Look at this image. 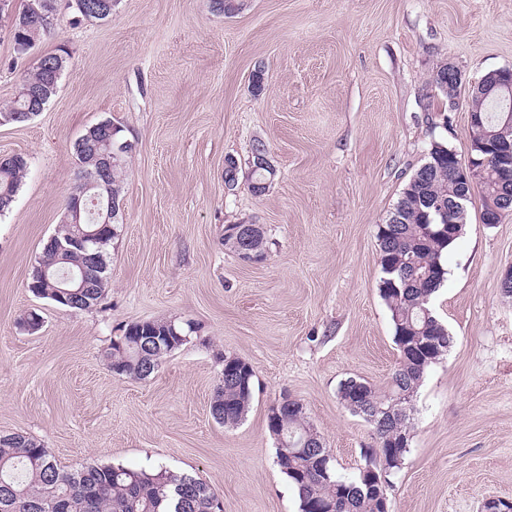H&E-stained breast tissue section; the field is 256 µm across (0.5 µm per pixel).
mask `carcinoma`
<instances>
[{
  "label": "carcinoma",
  "instance_id": "obj_1",
  "mask_svg": "<svg viewBox=\"0 0 512 512\" xmlns=\"http://www.w3.org/2000/svg\"><path fill=\"white\" fill-rule=\"evenodd\" d=\"M37 0H27L19 12L12 31L13 52L24 56L23 48L38 41L50 27L44 14L49 9L35 11ZM100 8L97 0H84V10L74 11L80 20L108 19L95 15ZM60 53L44 55L36 69L25 77L23 86L46 88L58 83L57 73ZM484 118L486 130L499 137L512 139V97L499 99L486 97L473 102ZM30 98L24 90L19 93L8 111L17 114L16 123L29 120ZM122 129L112 122L102 127L87 129L75 142L74 153L79 161L80 173L95 170L96 161L107 149L108 141L120 140ZM452 149L442 141H435L425 159L433 163L439 159L444 164L419 174L418 180L408 181L399 200L384 224L378 225L377 239L382 277L379 291L385 301L393 325L398 359L391 377L390 392L379 394L363 379H358L361 400L369 408L378 410L388 422L375 429L379 458L390 468H398V459L404 458L407 448L393 453L391 435L410 433V411L413 407L400 404L401 395L420 386L427 369L436 363L452 343L446 325L437 317L432 298L443 286L447 269L443 255L455 242L442 231L443 225L437 209L418 204L420 198L437 202L443 207L458 200L461 188L448 180V154ZM131 155H124L108 174L109 193L121 198L122 184L126 178ZM28 172V161L23 155L19 162L0 163V209L9 210ZM501 183L496 169L489 168L478 187L481 214L491 212L499 205ZM104 218H93L81 213L80 225L62 224L43 248L39 262L49 265L48 276L39 278V266H33L29 283L35 284L36 295L73 310H88L104 296L108 284L106 246L117 236L114 230L118 221L110 222L111 228L100 233L97 258L89 272L86 288H76L70 299L58 298L65 276L86 263L81 252H58L56 242L74 236L78 229L91 231L103 224ZM267 240L263 228L253 229L247 248L263 259ZM185 336L187 331L170 327L167 321H146L135 335L125 338L122 345H110L104 357L109 368L118 375L133 379L149 376L146 369L156 370L171 353L168 345L145 347L150 336H164L171 330ZM243 371L224 377L217 384L210 403V413L226 426L238 424L247 414L254 388L256 372L237 358ZM281 429L284 435L296 437L311 435L306 420L291 418L283 413ZM321 461L308 453L297 459L283 462L281 450H276V465L287 477L299 500L300 512H381L383 491L368 486V471L361 469L357 478L344 480L336 476L331 465L330 449L321 445ZM217 494L205 482L189 475L177 474L163 466L145 468L124 465H82L65 470L57 465L40 443L19 433L0 434V512H212Z\"/></svg>",
  "mask_w": 512,
  "mask_h": 512
}]
</instances>
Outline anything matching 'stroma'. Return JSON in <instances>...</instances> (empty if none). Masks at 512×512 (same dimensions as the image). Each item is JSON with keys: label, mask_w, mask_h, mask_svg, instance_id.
<instances>
[{"label": "stroma", "mask_w": 512, "mask_h": 512, "mask_svg": "<svg viewBox=\"0 0 512 512\" xmlns=\"http://www.w3.org/2000/svg\"><path fill=\"white\" fill-rule=\"evenodd\" d=\"M70 9L15 57L0 17V110L25 74L70 53L43 112L0 126V155L30 163L0 217V434L34 438L64 469L163 466L209 484L224 512H299L275 463L267 416L295 399L351 479L374 432L340 401L343 380L389 390L398 359L377 230L432 141L466 156L469 104L431 85L452 62L466 79L512 67V0H114L105 21ZM265 72L262 91L251 75ZM112 120L135 149L122 190L109 285L88 310L37 297L29 273L75 189L74 142ZM277 174L248 189L252 147ZM239 165L235 190L224 161ZM467 205L432 306L453 337L412 401L409 450L386 475L389 512H482L512 500V213L480 220ZM258 224L266 257L224 247L228 224ZM42 318L37 332L21 320ZM144 320L192 325L147 379L111 371L104 352ZM256 371L244 419L210 414L222 356Z\"/></svg>", "instance_id": "obj_1"}]
</instances>
